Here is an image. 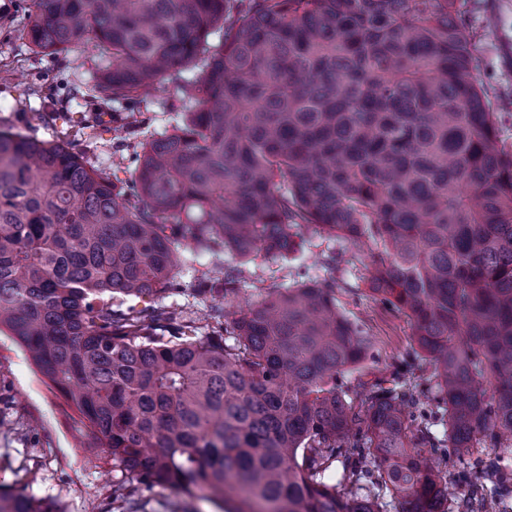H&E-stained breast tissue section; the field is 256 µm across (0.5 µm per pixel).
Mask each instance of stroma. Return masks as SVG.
Segmentation results:
<instances>
[{"instance_id": "obj_1", "label": "stroma", "mask_w": 512, "mask_h": 512, "mask_svg": "<svg viewBox=\"0 0 512 512\" xmlns=\"http://www.w3.org/2000/svg\"><path fill=\"white\" fill-rule=\"evenodd\" d=\"M466 20L477 43L478 78L504 117L502 138L512 143V0H466ZM27 0H0V79L6 96L0 97V124L14 125L38 139H52L55 132L79 123L81 107L65 96L40 97L31 89L43 81L70 85L85 82L87 73L81 48L53 57L31 51L15 33L27 22ZM125 113L110 114L109 123L97 127L94 139L78 149L95 168L112 171L115 161L134 169V150L128 140L117 138L116 125ZM307 244L294 261H256L245 268L240 301L262 299L276 287L297 279L321 281L336 278L335 297L341 311L370 338V356L364 370L385 376L403 354L412 350L407 318L389 310L368 290V251L343 239H328L306 228ZM340 254L344 263L329 266L325 258ZM222 266L208 255L187 256L179 274L182 289L164 299L130 300L137 311L163 305L184 315L203 319L207 299L193 287L198 278L221 277ZM91 435L77 415L43 381L26 351L9 331H0V486L22 490L29 496L58 500L65 512H104L116 477L111 467L97 466L87 449ZM146 512H220L207 500L183 501L174 491L143 487L139 490Z\"/></svg>"}]
</instances>
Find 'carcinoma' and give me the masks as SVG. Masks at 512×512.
<instances>
[{
	"label": "carcinoma",
	"mask_w": 512,
	"mask_h": 512,
	"mask_svg": "<svg viewBox=\"0 0 512 512\" xmlns=\"http://www.w3.org/2000/svg\"><path fill=\"white\" fill-rule=\"evenodd\" d=\"M465 2L30 0L18 38L89 48L72 96L99 115L193 74L171 129L128 126L125 186L74 150L88 122L0 128V327L121 472L120 512L141 485L227 512H388L387 491L450 512L433 456L512 447V146ZM304 226L382 246L368 289L416 344L389 377L344 380L370 340L333 280L227 310L242 265L288 259ZM187 253L236 262L197 289L209 332L113 307L174 291ZM467 481L457 512H512L499 453ZM0 512L63 510L0 488Z\"/></svg>",
	"instance_id": "carcinoma-1"
}]
</instances>
